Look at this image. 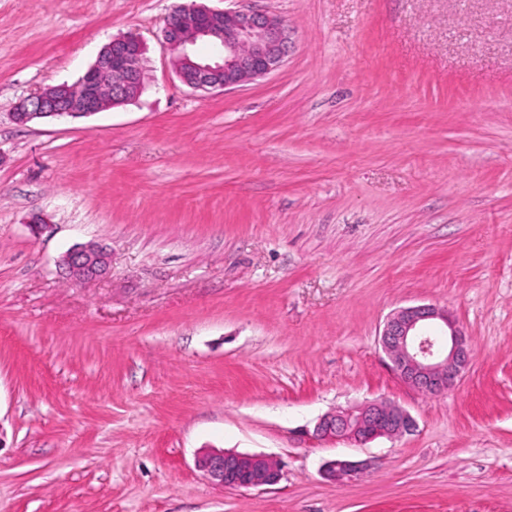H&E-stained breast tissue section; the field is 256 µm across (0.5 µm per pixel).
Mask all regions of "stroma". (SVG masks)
Returning <instances> with one entry per match:
<instances>
[{
  "mask_svg": "<svg viewBox=\"0 0 512 512\" xmlns=\"http://www.w3.org/2000/svg\"><path fill=\"white\" fill-rule=\"evenodd\" d=\"M182 2L0 0V512H512V0H207L291 37L221 94L168 65ZM130 33L138 99L14 122ZM87 242L109 273L65 279ZM422 304L471 342L443 395L378 344ZM371 401L416 432L300 438ZM207 446L284 476L218 488ZM338 458L368 468L329 482Z\"/></svg>",
  "mask_w": 512,
  "mask_h": 512,
  "instance_id": "1",
  "label": "stroma"
}]
</instances>
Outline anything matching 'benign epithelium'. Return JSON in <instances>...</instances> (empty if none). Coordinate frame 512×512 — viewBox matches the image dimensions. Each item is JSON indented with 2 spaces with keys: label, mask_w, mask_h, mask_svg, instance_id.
<instances>
[{
  "label": "benign epithelium",
  "mask_w": 512,
  "mask_h": 512,
  "mask_svg": "<svg viewBox=\"0 0 512 512\" xmlns=\"http://www.w3.org/2000/svg\"><path fill=\"white\" fill-rule=\"evenodd\" d=\"M199 40L212 47L213 55L207 60L194 55ZM163 42L178 80L207 94H221L278 70L289 51L288 31L279 17L244 7L214 9L196 0L171 12ZM145 52L137 36L112 39L76 83L33 93L17 104L14 120L25 125L46 117H89L134 101L145 88ZM61 264L69 276L92 280L108 273L111 256L104 247L90 242L72 248ZM379 345L404 384L430 395L447 393L471 362L469 338L463 328L447 310L430 304L389 314ZM416 427L415 418L405 409L372 401L328 413L306 434L318 442L366 444L381 437L402 438ZM196 465L212 484L222 488L273 486L283 478L281 462L266 455L210 450L198 456ZM363 470L357 461L335 459L324 465L322 475L343 484L355 480Z\"/></svg>",
  "instance_id": "obj_1"
}]
</instances>
